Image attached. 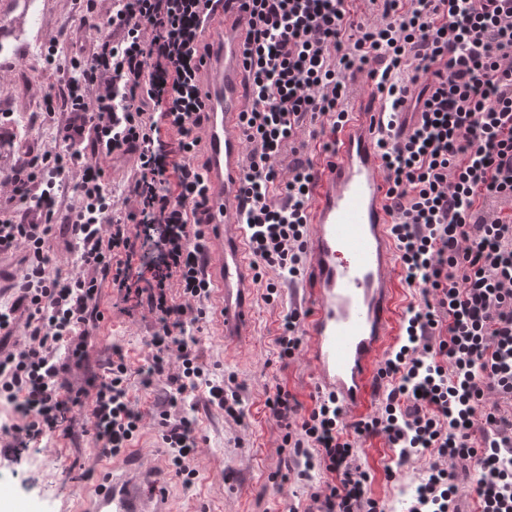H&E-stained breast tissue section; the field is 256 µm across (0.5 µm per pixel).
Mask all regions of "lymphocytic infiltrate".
Segmentation results:
<instances>
[{"label": "lymphocytic infiltrate", "mask_w": 512, "mask_h": 512, "mask_svg": "<svg viewBox=\"0 0 512 512\" xmlns=\"http://www.w3.org/2000/svg\"><path fill=\"white\" fill-rule=\"evenodd\" d=\"M367 10L356 17L353 0H111L102 11L82 0L88 50L71 51L64 69L58 42L45 51L57 90L41 115L55 144L15 151L0 169V254L24 250L16 297L0 305V400L17 412L0 422L5 448L81 434L119 456L144 426L132 376L146 388L161 380L162 442L189 486L198 441L178 408L184 395L242 416L195 336L211 297L202 32L230 13L245 26L252 90L240 207L256 275L278 276L268 294L304 276L316 165L298 139L332 150L360 75L403 126L376 147L404 281L421 300L378 365L374 414L346 423L331 392L307 411L283 386L267 396L298 476L326 475L289 512H384L355 449L377 436L398 465L431 456L401 512H512V0H367ZM121 161L132 170L115 186L105 171ZM54 238L77 251L70 274L52 268ZM110 309L147 319L146 366L117 347L91 364L92 332ZM20 311L28 341L17 348Z\"/></svg>", "instance_id": "f902f5d3"}]
</instances>
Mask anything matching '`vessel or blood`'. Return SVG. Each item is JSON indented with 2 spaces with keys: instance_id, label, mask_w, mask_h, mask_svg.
Wrapping results in <instances>:
<instances>
[{
  "instance_id": "vessel-or-blood-1",
  "label": "vessel or blood",
  "mask_w": 512,
  "mask_h": 512,
  "mask_svg": "<svg viewBox=\"0 0 512 512\" xmlns=\"http://www.w3.org/2000/svg\"><path fill=\"white\" fill-rule=\"evenodd\" d=\"M211 53L201 84L211 112L209 224L215 267L213 291L221 300L224 342L238 344L251 325V266L241 221L243 132L240 114L251 102L242 43L234 17L212 19L203 32ZM386 131L380 106L350 114L332 152L317 166L310 217V269L301 328L319 388L345 409L367 404L381 353L396 333L401 291L393 275L397 249L390 234L388 184L376 138ZM96 500L82 512H170L166 487L151 474L106 470Z\"/></svg>"
}]
</instances>
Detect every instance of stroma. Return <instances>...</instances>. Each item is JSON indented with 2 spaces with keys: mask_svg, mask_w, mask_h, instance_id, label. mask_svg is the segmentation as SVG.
Wrapping results in <instances>:
<instances>
[{
  "mask_svg": "<svg viewBox=\"0 0 512 512\" xmlns=\"http://www.w3.org/2000/svg\"><path fill=\"white\" fill-rule=\"evenodd\" d=\"M77 0H38L34 9L24 11L19 0H0V26L6 32L0 41L12 47L0 55V112H37L52 80L42 72L41 57L28 55L25 43L36 37L48 43L69 32L82 39L78 28ZM265 282L253 283L252 323L249 334L237 346L224 344L217 317L203 323L198 335L205 352V365L216 374L231 377L243 399L241 419L227 416L217 406L196 395L193 417L199 447L194 464L197 477L183 486L168 464L161 432L155 419L157 389L143 388L132 378L130 393L144 414V427L134 441L147 465L157 470L168 492L173 512H288L289 505L307 504L309 483L288 470V449L283 430L265 406L266 390L282 384L303 408H311L318 395L313 369L306 349H299L289 364L277 358L275 338L294 289L285 287L278 299H264ZM146 323L138 317L111 313L93 340L96 358H104L112 345H120L132 365H144L147 355ZM363 467L374 477L373 498L393 501L399 486L414 482L427 467L428 457L409 461L387 481L385 467L394 465L395 455L384 438L361 441ZM104 456L87 441L52 436L47 447L28 448L15 456L0 453V512H12L23 504L27 512H65L68 499L98 486L103 478ZM90 471L88 479L72 481L73 466Z\"/></svg>",
  "mask_w": 512,
  "mask_h": 512,
  "instance_id": "35a3bbf8",
  "label": "stroma"
}]
</instances>
